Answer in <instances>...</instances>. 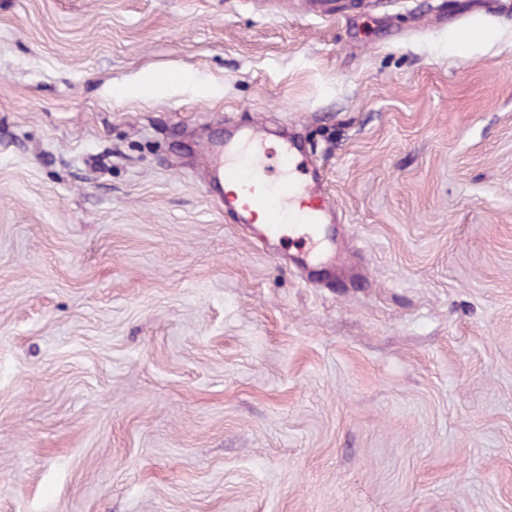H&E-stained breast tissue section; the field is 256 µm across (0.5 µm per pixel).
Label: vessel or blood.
I'll use <instances>...</instances> for the list:
<instances>
[{
  "instance_id": "vessel-or-blood-1",
  "label": "vessel or blood",
  "mask_w": 512,
  "mask_h": 512,
  "mask_svg": "<svg viewBox=\"0 0 512 512\" xmlns=\"http://www.w3.org/2000/svg\"><path fill=\"white\" fill-rule=\"evenodd\" d=\"M204 156L214 182L224 185V217L250 229L260 247L294 246L301 266L336 259L326 229L342 220L313 160L289 137L271 141L261 121L209 142Z\"/></svg>"
}]
</instances>
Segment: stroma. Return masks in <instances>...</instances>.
I'll use <instances>...</instances> for the list:
<instances>
[{
  "label": "stroma",
  "mask_w": 512,
  "mask_h": 512,
  "mask_svg": "<svg viewBox=\"0 0 512 512\" xmlns=\"http://www.w3.org/2000/svg\"><path fill=\"white\" fill-rule=\"evenodd\" d=\"M255 120L342 269L225 222ZM0 512H512V18L0 0Z\"/></svg>",
  "instance_id": "obj_1"
}]
</instances>
